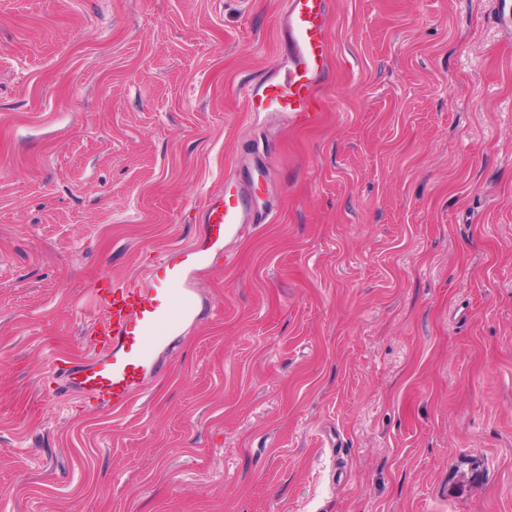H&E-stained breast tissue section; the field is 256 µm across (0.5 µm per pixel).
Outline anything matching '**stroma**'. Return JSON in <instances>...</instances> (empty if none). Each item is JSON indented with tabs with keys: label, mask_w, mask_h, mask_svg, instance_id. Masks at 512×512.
Here are the masks:
<instances>
[{
	"label": "stroma",
	"mask_w": 512,
	"mask_h": 512,
	"mask_svg": "<svg viewBox=\"0 0 512 512\" xmlns=\"http://www.w3.org/2000/svg\"><path fill=\"white\" fill-rule=\"evenodd\" d=\"M287 0H0V512H512V27L329 0L312 126L251 98ZM254 223L120 413L92 290Z\"/></svg>",
	"instance_id": "35a3bbf8"
}]
</instances>
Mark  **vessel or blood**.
Returning a JSON list of instances; mask_svg holds the SVG:
<instances>
[{"instance_id": "obj_1", "label": "vessel or blood", "mask_w": 512, "mask_h": 512, "mask_svg": "<svg viewBox=\"0 0 512 512\" xmlns=\"http://www.w3.org/2000/svg\"><path fill=\"white\" fill-rule=\"evenodd\" d=\"M329 0H288L287 28L294 69L286 84L267 85L260 99L277 105L301 125L314 124L323 104L314 92L330 64L326 29ZM249 186L212 194L202 204L204 243L168 253L149 270L144 287L110 288L98 295L99 315L91 326L96 351L87 360L62 368L64 391L98 408L120 412L157 370L156 354L167 340L199 315L187 272L208 264L223 245L251 223Z\"/></svg>"}]
</instances>
